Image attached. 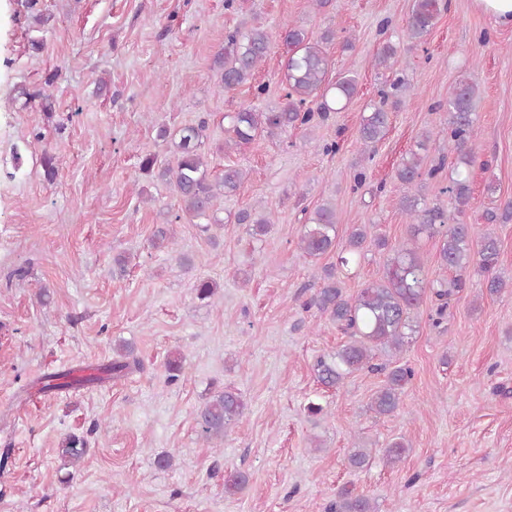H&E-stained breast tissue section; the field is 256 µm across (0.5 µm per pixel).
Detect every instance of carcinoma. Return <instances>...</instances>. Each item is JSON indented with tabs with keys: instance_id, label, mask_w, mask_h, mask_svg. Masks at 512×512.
Returning a JSON list of instances; mask_svg holds the SVG:
<instances>
[{
	"instance_id": "cac0c4a2",
	"label": "carcinoma",
	"mask_w": 512,
	"mask_h": 512,
	"mask_svg": "<svg viewBox=\"0 0 512 512\" xmlns=\"http://www.w3.org/2000/svg\"><path fill=\"white\" fill-rule=\"evenodd\" d=\"M441 6L442 0H415L406 30L407 48L412 49L422 42L434 25ZM279 37L285 47L284 103L269 112L242 106L235 112L225 113L226 148H239L261 134L277 137L290 130L306 132L314 127L317 119L326 117L339 107L345 108L358 94V82L352 75L340 73L336 80H329L332 61L324 45L336 39L335 31L327 30L320 39L313 41L305 29L288 22L280 27ZM271 41L272 33L261 25L225 32L224 45L213 58L218 86L224 91H231L251 81L265 60ZM399 64L397 48L390 42L384 44L375 58V67L381 70L383 77L382 88L378 91V99L363 114L358 128L362 154L367 159L387 134L390 108L398 107L410 86L405 69ZM57 78L58 72L49 74L42 88L26 93L27 99H40L44 111H49V88ZM477 91L475 82L464 79L448 93L446 136L448 146L456 153L451 164H446L443 157L437 165L424 168V157L420 151L427 150V144L434 136V132L427 130L416 143V148L402 156L396 169L397 180L408 190L448 171V184L441 188V193L454 200V212H448L438 203H429L420 195H403L400 206L410 219L409 239L388 259L384 280L367 284L356 297L350 298L337 285L335 274L327 270L322 277L323 284L304 302V309L314 308L328 316L348 336V341L334 353L316 362L317 379L324 387L335 389L356 371L384 370L385 366L373 363L375 351L403 349L415 333L411 313L419 307L423 297H429L432 302L431 326L435 329L442 327L447 316L448 299L454 291L465 287V280L460 276L450 281L428 279L424 258L416 246L420 236L438 239L442 266L458 273L477 267L484 276L489 295H500L505 289L512 288V281L504 279L498 271L499 240L485 233L478 237V244H473L475 227L463 220L471 198V173L478 159L473 142V101ZM207 129L208 120L203 117L178 131L173 141L172 165L156 168L157 160L151 153L145 154L140 162L142 172H155L159 178L173 184L181 211L206 222L202 226L205 232L212 225L222 223L212 212L213 200L220 194L236 193L247 178L245 170L230 165L224 167L220 178L210 177L208 162L201 152ZM302 213L306 218L301 227L299 248L311 258H319L334 249L337 218L333 206L322 204L311 213L304 208ZM237 223L251 225L254 235H265L274 220L270 213L257 217L246 209L237 214ZM366 240V226H353L344 254L339 256V264L345 267L360 256ZM412 377L413 371L406 365L391 369L386 384L373 398L370 409L377 415L393 413L399 406L403 388ZM244 410L241 395L223 388L198 409L196 419L206 439L221 440L227 430L240 420ZM408 448L403 439L391 443L385 451L386 463L401 461ZM85 452L86 440L76 434L69 435L61 448V455L73 463L80 461ZM247 484L246 474L230 472L224 478V492L234 494ZM328 512H372V506L367 498L344 489L328 506Z\"/></svg>"
}]
</instances>
